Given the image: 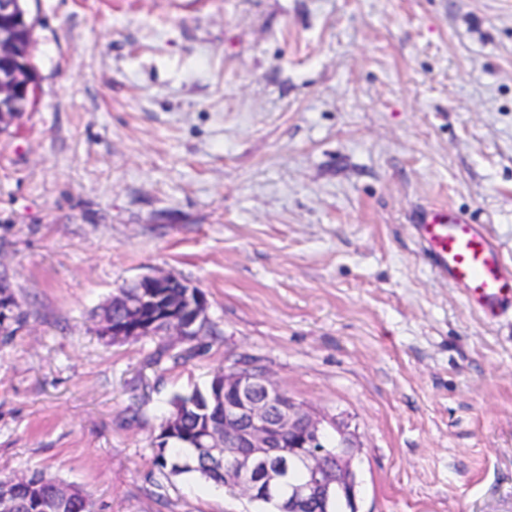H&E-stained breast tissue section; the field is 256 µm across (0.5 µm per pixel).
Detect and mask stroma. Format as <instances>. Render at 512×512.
<instances>
[{
  "mask_svg": "<svg viewBox=\"0 0 512 512\" xmlns=\"http://www.w3.org/2000/svg\"><path fill=\"white\" fill-rule=\"evenodd\" d=\"M36 107L0 133V475L94 512H270L160 478L167 402L262 369L348 420L359 512H512V316L474 313L411 213L512 265V0H29ZM163 272L211 331L109 341Z\"/></svg>",
  "mask_w": 512,
  "mask_h": 512,
  "instance_id": "obj_1",
  "label": "stroma"
}]
</instances>
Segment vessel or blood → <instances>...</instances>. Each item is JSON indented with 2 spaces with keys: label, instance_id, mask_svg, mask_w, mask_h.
<instances>
[{
  "label": "vessel or blood",
  "instance_id": "b4317fda",
  "mask_svg": "<svg viewBox=\"0 0 512 512\" xmlns=\"http://www.w3.org/2000/svg\"><path fill=\"white\" fill-rule=\"evenodd\" d=\"M415 222L432 268L460 288L473 311L493 316L512 311V266L483 225L445 206L422 209Z\"/></svg>",
  "mask_w": 512,
  "mask_h": 512
}]
</instances>
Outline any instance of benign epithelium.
<instances>
[{"instance_id":"7a95c632","label":"benign epithelium","mask_w":512,"mask_h":512,"mask_svg":"<svg viewBox=\"0 0 512 512\" xmlns=\"http://www.w3.org/2000/svg\"><path fill=\"white\" fill-rule=\"evenodd\" d=\"M30 26V13L23 0H0V127L13 125L27 111L32 83L18 67L16 46ZM7 277L0 272V322H8L14 311L13 299L3 292ZM185 293L171 301L162 321L165 333L198 336L206 329L207 303L185 285ZM157 298L146 295L128 300L123 295L113 304L126 309L120 324L112 328L119 340L150 336L156 322L143 316ZM224 430L208 428L199 433L195 447L218 451L234 448L229 456L218 457L224 479L236 491L254 500L280 496L288 512H308L319 504L324 512L331 492L342 496L349 512H358L357 481L352 467L354 433L346 425L327 421L305 409L286 391L260 371L237 369L224 374ZM336 432L341 473L330 467L332 456L324 450L326 439ZM296 465L305 468L304 483L288 481V471Z\"/></svg>"}]
</instances>
